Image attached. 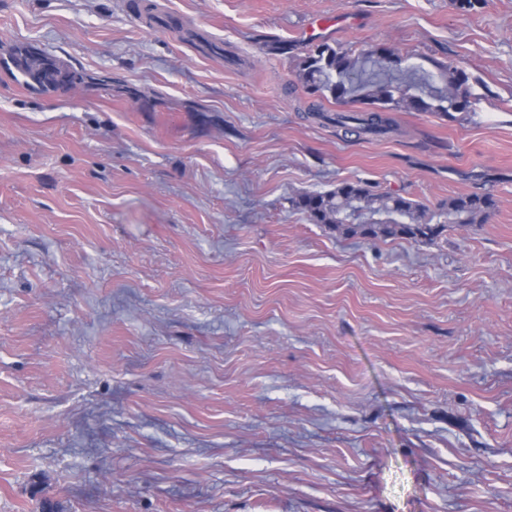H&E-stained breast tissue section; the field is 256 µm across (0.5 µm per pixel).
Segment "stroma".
I'll return each instance as SVG.
<instances>
[{
	"instance_id": "obj_1",
	"label": "stroma",
	"mask_w": 512,
	"mask_h": 512,
	"mask_svg": "<svg viewBox=\"0 0 512 512\" xmlns=\"http://www.w3.org/2000/svg\"><path fill=\"white\" fill-rule=\"evenodd\" d=\"M322 42L473 105L308 117ZM343 181L496 206L431 243L293 208ZM45 502L512 512V0H0V512Z\"/></svg>"
}]
</instances>
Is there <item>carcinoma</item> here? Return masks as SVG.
I'll return each instance as SVG.
<instances>
[{"label":"carcinoma","mask_w":512,"mask_h":512,"mask_svg":"<svg viewBox=\"0 0 512 512\" xmlns=\"http://www.w3.org/2000/svg\"><path fill=\"white\" fill-rule=\"evenodd\" d=\"M402 57L391 47L376 45L354 55L328 43L310 49L302 59L299 78L321 99L347 98L365 105L354 112L329 114L321 104L309 108L316 116L347 127L353 123L365 134L380 136L395 130L392 112H463L469 103V77L448 63L434 64L431 71L421 65L406 69L408 77L394 78ZM292 205L315 224H327L344 236H365L379 240L409 239L432 242L450 224H481L495 206L485 190L458 195L432 209L399 194L375 192L362 181H343L336 189L297 196ZM385 214L389 219L366 228L345 224L350 210Z\"/></svg>","instance_id":"carcinoma-1"}]
</instances>
